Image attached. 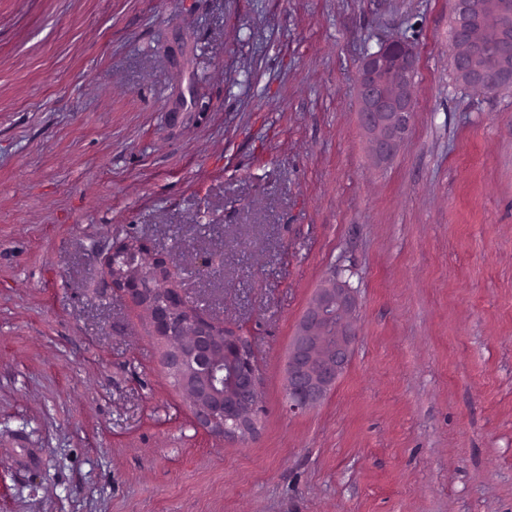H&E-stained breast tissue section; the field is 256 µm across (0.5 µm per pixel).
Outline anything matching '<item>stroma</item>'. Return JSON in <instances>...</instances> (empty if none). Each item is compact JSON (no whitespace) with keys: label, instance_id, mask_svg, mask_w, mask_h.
I'll return each mask as SVG.
<instances>
[{"label":"stroma","instance_id":"stroma-1","mask_svg":"<svg viewBox=\"0 0 512 512\" xmlns=\"http://www.w3.org/2000/svg\"><path fill=\"white\" fill-rule=\"evenodd\" d=\"M452 0H0V512H512V89L462 85ZM412 42L376 167L356 78ZM118 243L246 337L258 431L196 425ZM351 359L290 413L318 288ZM318 288L304 311L288 352L286 387L288 410L304 412L320 404L348 366L356 328L344 316L356 306L353 288L334 276ZM334 337L327 344L324 331ZM330 330L325 331L328 336Z\"/></svg>","mask_w":512,"mask_h":512}]
</instances>
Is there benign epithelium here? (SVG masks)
Returning a JSON list of instances; mask_svg holds the SVG:
<instances>
[{
  "label": "benign epithelium",
  "mask_w": 512,
  "mask_h": 512,
  "mask_svg": "<svg viewBox=\"0 0 512 512\" xmlns=\"http://www.w3.org/2000/svg\"><path fill=\"white\" fill-rule=\"evenodd\" d=\"M479 0H455L458 15L453 46H464L455 62L460 80L468 85L512 84V32L496 37L497 63L475 66L469 22L479 12ZM415 48L406 40L390 39L363 56L356 93L359 122L368 137L376 165L390 163L413 121L411 83L417 72ZM128 253L147 263L168 268L167 260L139 245L126 244ZM162 288H144L127 277L112 281L132 303L146 308L156 335L165 341L164 364L187 392L197 423L222 436L244 439L256 432L260 410L261 376L250 344L244 337L216 325L191 310L178 288H166L168 276L157 272ZM356 306L349 282L340 276L317 289L304 311L288 352L286 387L288 411L304 412L320 404L348 366L356 328L344 316ZM331 328L334 340L326 343Z\"/></svg>",
  "instance_id": "7a95c632"
}]
</instances>
